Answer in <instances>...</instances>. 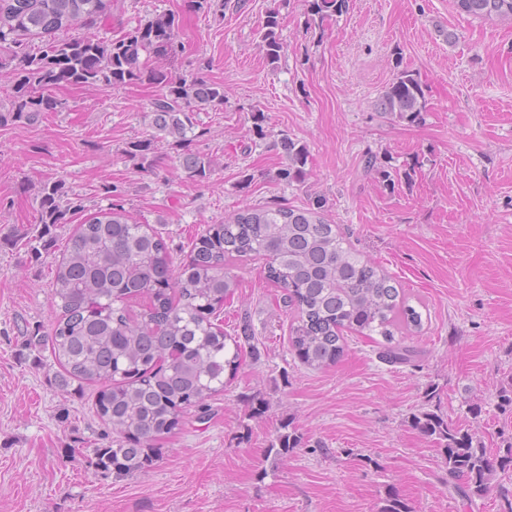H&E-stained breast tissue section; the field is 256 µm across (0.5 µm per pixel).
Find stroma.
Instances as JSON below:
<instances>
[{
	"instance_id": "stroma-1",
	"label": "stroma",
	"mask_w": 512,
	"mask_h": 512,
	"mask_svg": "<svg viewBox=\"0 0 512 512\" xmlns=\"http://www.w3.org/2000/svg\"><path fill=\"white\" fill-rule=\"evenodd\" d=\"M116 37L146 16L179 18L175 78L197 71L224 86V104L196 113L185 144L158 142L152 164L126 153L152 133L157 85L53 89L58 111L0 125V512H379L395 490L411 512H501L497 486L466 502L439 445L411 424L434 411L488 452L512 443V25L458 13L452 0H349L314 15L311 0H246L223 14L187 0H120ZM280 15L277 64L259 46L269 11ZM422 85L416 120L388 119L380 99L399 69ZM306 146L305 182L277 174L282 139ZM210 160L188 174L184 153ZM396 172L364 167L366 154ZM64 181L88 213L118 201L159 225L173 258L244 205L326 201L327 217L381 266L422 315L409 363L383 360L379 336L347 334L336 364L313 369L288 343L291 313L262 260H229L238 286L220 319L252 340L205 420L184 414L145 472L96 470L112 431L95 413L97 388L60 383L50 348L26 329L52 331L59 245L81 215L56 225L57 246L33 254L41 230L38 186ZM264 413H255L258 402ZM303 447L281 450L289 428Z\"/></svg>"
}]
</instances>
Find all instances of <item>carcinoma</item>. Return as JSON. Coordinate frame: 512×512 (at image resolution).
<instances>
[{
  "mask_svg": "<svg viewBox=\"0 0 512 512\" xmlns=\"http://www.w3.org/2000/svg\"><path fill=\"white\" fill-rule=\"evenodd\" d=\"M348 0H312L315 13L346 9ZM113 0H0V74L12 91L11 107L0 109V123L33 120L53 112L59 102L48 90L60 86L112 88L148 78L160 87L150 109L157 138L182 144L194 126V113L224 104V86L203 73L173 80L145 60H170L180 48L176 18L159 13L126 29L115 39L92 38L83 30L112 21ZM467 15L512 24V0H455ZM278 13L266 16L261 47L274 64L284 50ZM381 112L413 120L425 111L419 81L406 70L397 73L382 96ZM288 159L280 179L303 182L308 152L285 138ZM154 139L128 144L126 153L148 162ZM182 166L198 177L210 162L186 153ZM41 234L31 243L34 254L53 242L52 227L69 213L85 211L83 199L68 196L65 184L47 181L38 187ZM325 202L307 207L270 203L246 205L220 224H209L190 250L174 263L156 227L127 215L112 204L91 216L69 236L55 270L53 299L59 311L49 336L30 332V344L47 342L70 386L97 385L95 408L112 426V445L94 450L102 472L133 476L162 455L152 442L179 425L194 408L199 419L207 400L224 391V374L240 364L242 345L250 336H229L216 324L237 282L224 271L233 258L264 259L268 280L281 288L285 306L294 310L289 341L302 363L322 367L343 353V331L384 337L390 363H408L414 347L393 344L394 333L421 328V315L392 280L349 242L324 215ZM146 296L137 317L127 303ZM412 426L442 449L448 475L460 480L464 500L490 490L494 467L512 463V444L496 460L469 432L448 424L438 413L415 415ZM380 512H411L389 491Z\"/></svg>",
  "mask_w": 512,
  "mask_h": 512,
  "instance_id": "cac0c4a2",
  "label": "carcinoma"
}]
</instances>
